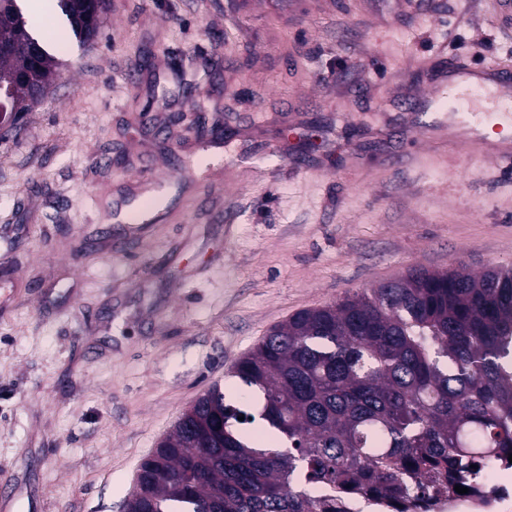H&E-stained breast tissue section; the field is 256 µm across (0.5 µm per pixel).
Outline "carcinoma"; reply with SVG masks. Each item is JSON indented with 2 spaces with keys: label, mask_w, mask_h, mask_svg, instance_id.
<instances>
[{
  "label": "carcinoma",
  "mask_w": 512,
  "mask_h": 512,
  "mask_svg": "<svg viewBox=\"0 0 512 512\" xmlns=\"http://www.w3.org/2000/svg\"><path fill=\"white\" fill-rule=\"evenodd\" d=\"M75 37L106 0H58ZM0 0V85L11 125L60 63ZM241 405L211 386L142 461L125 512H349L346 496L439 495L471 466L512 454V266L412 269L301 310L234 365ZM244 420H239V417ZM489 449L470 455V448Z\"/></svg>",
  "instance_id": "1"
}]
</instances>
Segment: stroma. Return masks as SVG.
Masks as SVG:
<instances>
[{
    "instance_id": "35a3bbf8",
    "label": "stroma",
    "mask_w": 512,
    "mask_h": 512,
    "mask_svg": "<svg viewBox=\"0 0 512 512\" xmlns=\"http://www.w3.org/2000/svg\"><path fill=\"white\" fill-rule=\"evenodd\" d=\"M0 128V486L122 512L138 467L294 313L413 267L512 265V173L448 166L397 87L512 60L493 0H108ZM158 162L182 224L112 210Z\"/></svg>"
}]
</instances>
